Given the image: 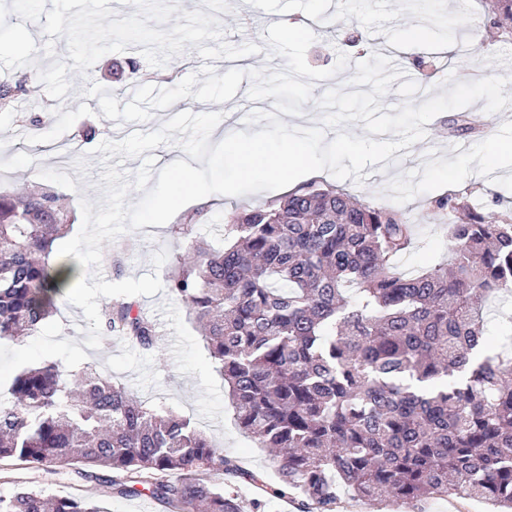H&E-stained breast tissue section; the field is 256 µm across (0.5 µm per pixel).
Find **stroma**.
Returning a JSON list of instances; mask_svg holds the SVG:
<instances>
[{"label": "stroma", "instance_id": "1", "mask_svg": "<svg viewBox=\"0 0 512 512\" xmlns=\"http://www.w3.org/2000/svg\"><path fill=\"white\" fill-rule=\"evenodd\" d=\"M182 10H202L221 20L224 39L233 45L247 42L263 44L270 24L298 22L316 15L313 31L316 41L309 47L306 59L316 69L334 66L338 52H345L351 64L334 78L316 81L313 99L303 104L302 112L294 118L301 127L316 126L321 114L315 100L329 88L345 85L356 73L355 65L368 59L370 53L380 54L398 50V67L404 74L416 75L412 56L418 53L417 43L409 40L412 29L424 28L430 41L445 38L443 28L435 26L431 14L442 9L459 31L460 42L470 49L465 59L444 58L442 69L431 78H418V92L414 105H421L429 97L444 93L458 81H475L492 75H507L512 63V39H492L494 15L487 0H179ZM150 66L138 47L127 51L108 53L98 59L89 70L90 80L112 88L120 103H127L128 92L148 84ZM250 80H242L234 97L223 103H204L186 98L167 109L154 111L145 123L101 119L103 129L150 132L160 128L174 115L194 113H222L220 129L214 130L210 141L218 143L224 127L244 130V118L254 109L271 110L272 99L251 101ZM16 111H0V192L13 191L21 174L31 180L55 187L66 195L72 211H79L81 198L98 201L102 192L97 183L104 168L101 156L91 153L89 145H77L73 137L83 116L99 112V101L81 97L69 90L65 98H50L45 89L27 85L19 93ZM55 116L52 123L36 130L18 125L20 115L41 116L45 112ZM467 113L477 131L468 136L457 135L448 124L447 113L435 116L426 124L423 139L408 148L396 151L386 161L366 165L363 183L340 180L329 172L314 173L313 181L321 185L344 188L348 193L373 204L390 206L406 214L418 224L416 247L399 262V269L411 273L426 261L448 255V242L435 232L433 217L427 201L448 193L446 185L428 178L422 165V156L434 151L454 153L459 161L458 175L465 188L476 186L490 189L503 198L512 197V167L487 168L481 163L478 144L489 137L512 139V115L507 111L485 112L483 101L468 106ZM26 153V164L17 167L13 156L17 150ZM87 157L88 172L79 174L74 164ZM279 191H267L244 196H212L200 208L201 216L196 232L213 242L224 237V218L234 211L249 208L279 198ZM169 225H147L114 240L111 247L122 257L121 269H114L109 261H102L100 272L105 280L121 282L145 274L166 276L167 269L188 252V244L170 233ZM166 250L167 259L162 269H154L152 256ZM141 306L152 316L162 331L159 349L145 351L120 337L103 340L99 349L85 346L83 330L89 322L82 308L58 300L56 315L43 324L36 333L21 341H0V384L8 385L21 367L46 361H62L71 370L78 371L91 364L111 374L114 381L124 384L151 408H167L195 419L224 455L236 460L248 471L273 474L274 469L266 449L239 427L235 409L228 397L224 378L217 371L204 338L198 332L187 307L170 292L161 291L151 297H140ZM34 486L47 494L64 496L73 488L101 504L106 512H163L161 506L149 498L121 499L113 497L108 483L90 481L77 483L70 473L29 472Z\"/></svg>", "mask_w": 512, "mask_h": 512}]
</instances>
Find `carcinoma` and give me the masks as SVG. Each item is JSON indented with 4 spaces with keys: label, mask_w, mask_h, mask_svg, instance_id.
Wrapping results in <instances>:
<instances>
[{
    "label": "carcinoma",
    "mask_w": 512,
    "mask_h": 512,
    "mask_svg": "<svg viewBox=\"0 0 512 512\" xmlns=\"http://www.w3.org/2000/svg\"><path fill=\"white\" fill-rule=\"evenodd\" d=\"M512 35V0H496ZM25 84L0 83V109ZM448 238V261L415 275L396 261L417 225L342 189L298 188L230 215L224 248L173 225L192 254L167 277L201 327L241 429L272 452L278 482L239 468L191 419L150 408L87 365L20 371L0 405V512H103L79 494L47 496L18 469L108 472L112 495L144 493L168 512H240L221 470L292 499L301 512H335L340 493L419 512L469 498L512 512V314L493 332L488 301L512 296V208L472 194L428 202ZM71 225L50 186L0 194V340L39 328L64 288L50 257ZM109 333L155 350L160 335L135 300L105 306ZM176 475L170 480L168 476Z\"/></svg>",
    "instance_id": "carcinoma-1"
}]
</instances>
